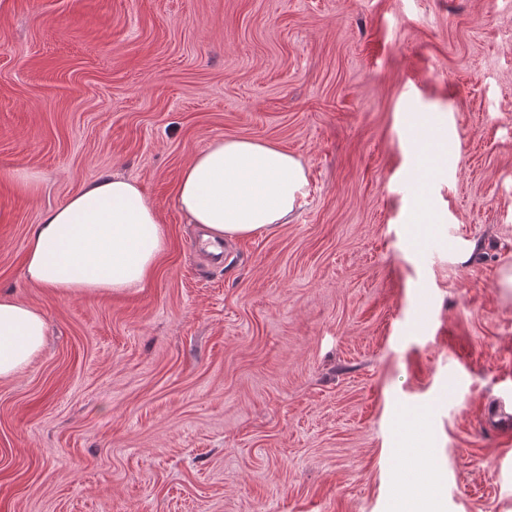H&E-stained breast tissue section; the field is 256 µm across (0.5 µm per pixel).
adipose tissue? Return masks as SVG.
I'll use <instances>...</instances> for the list:
<instances>
[{
  "instance_id": "adipose-tissue-1",
  "label": "adipose tissue",
  "mask_w": 512,
  "mask_h": 512,
  "mask_svg": "<svg viewBox=\"0 0 512 512\" xmlns=\"http://www.w3.org/2000/svg\"><path fill=\"white\" fill-rule=\"evenodd\" d=\"M306 184L303 165L287 152L218 138L181 171L176 202L216 249L224 239L288 223ZM164 248L163 226L141 188L105 173L33 225L26 275L63 297L124 292L148 281ZM46 332L41 313L0 294V379L14 377L42 352Z\"/></svg>"
}]
</instances>
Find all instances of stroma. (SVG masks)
Instances as JSON below:
<instances>
[{"label":"stroma","instance_id":"35a3bbf8","mask_svg":"<svg viewBox=\"0 0 512 512\" xmlns=\"http://www.w3.org/2000/svg\"><path fill=\"white\" fill-rule=\"evenodd\" d=\"M218 138L302 163L272 232L196 261L179 173ZM153 276L62 297L32 224L104 173ZM512 5L0 0V512H512ZM46 332L41 313L0 294V379L14 377L42 352Z\"/></svg>","mask_w":512,"mask_h":512}]
</instances>
